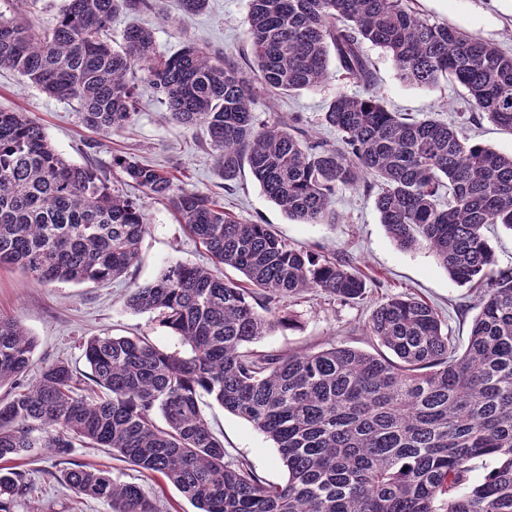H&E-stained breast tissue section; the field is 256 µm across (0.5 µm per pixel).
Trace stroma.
<instances>
[{
    "instance_id": "35a3bbf8",
    "label": "stroma",
    "mask_w": 512,
    "mask_h": 512,
    "mask_svg": "<svg viewBox=\"0 0 512 512\" xmlns=\"http://www.w3.org/2000/svg\"><path fill=\"white\" fill-rule=\"evenodd\" d=\"M58 3L0 0V12L44 29L53 23ZM415 8L432 22L475 35L512 54V0H416ZM247 12L248 0H209L205 12L186 17L177 0H152L149 10L115 16L112 40L120 42L124 28L135 21L153 29L160 51L173 53L194 41L240 62L248 50ZM363 50L376 72V92L388 110L418 119L435 118L461 128L471 140L512 154V133L475 114L463 86L450 79L431 87L409 85L400 79L386 52L368 43ZM330 71L328 82L312 90L275 98L258 94L252 106L256 124L271 126L296 116L317 138L339 144L338 132L326 125L323 114L337 93L356 94L361 86L345 77L338 61H331ZM1 108L26 113L74 163L100 167L114 189L138 200L148 221L137 264L114 282L41 285L20 270L0 268V315L16 318L37 341L26 383H34L40 366L53 360L87 372L81 344L95 335L144 336L162 350L183 355L189 351L153 314L132 311L125 301L133 288L150 283L171 263L208 264L207 252L164 203L125 184L121 172L112 166L116 154H135L175 175L182 187L220 196L225 210L239 219H262L291 245L346 259L368 277L367 293L358 301L343 303L315 292L284 298L281 312L293 319L294 328H277L253 343V350L279 353L335 343L373 351L375 341L364 332L373 310L388 298L404 294L435 308L449 334L463 339L468 336L479 311L478 296L469 286L454 282L432 253L405 251L396 245L380 222L374 191L338 189L333 203L335 223L300 224L262 194L249 169H242L232 181L221 179L203 129H187L163 120L162 107L151 95L143 96L131 128L106 135L82 125L71 104L51 98L17 73L1 69ZM202 409L213 429L224 435L227 461L247 464L267 482H286L287 470L271 441L212 399H205ZM71 460L142 486L159 512H195L176 487L144 477L101 449L76 448ZM16 466L24 471L33 491L28 500L13 503L11 512H110L106 502L76 494L54 479L60 464L50 449H33L17 460Z\"/></svg>"
}]
</instances>
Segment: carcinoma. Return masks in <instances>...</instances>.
I'll list each match as a JSON object with an SVG mask.
<instances>
[{
	"label": "carcinoma",
	"mask_w": 512,
	"mask_h": 512,
	"mask_svg": "<svg viewBox=\"0 0 512 512\" xmlns=\"http://www.w3.org/2000/svg\"><path fill=\"white\" fill-rule=\"evenodd\" d=\"M149 0H62L44 31L0 15V69L76 105L104 134L130 127L143 92L163 117L206 131L218 174L245 165L263 194L301 224H334L339 188L380 182L374 204L406 251L426 249L480 312L461 346L427 303L400 295L371 314L383 350L343 345L261 354L246 349L292 319L281 299L321 292L360 299L367 277L349 262L298 249L268 224L242 222L215 196L181 187L132 155L112 157L125 182L164 201L209 253L211 265L169 264L132 290L127 306L156 313L190 347L165 352L138 336H92L82 356L102 396L79 393L78 371L46 362L32 385L35 339L0 316V510L30 486L14 462L50 448L57 479L112 512H157L144 489L107 470L68 467L76 446L104 448L145 477L174 485L197 512H512V268L498 267L485 230L512 231V155L472 143L431 118L388 111L363 44L384 50L402 81L451 77L479 115L512 132V55L446 24L410 0H249L253 64L245 72L194 42L159 51L131 25L114 48L112 16ZM363 87L323 113L342 135L330 145L289 122L257 126L251 105L317 88L328 55ZM450 200L441 202L442 190ZM147 231L138 202L112 191L91 165L57 150L23 112L0 110V267L30 280L105 283L137 262ZM242 273L241 284L220 275ZM213 397L278 448L288 480L271 485L225 460L203 419Z\"/></svg>",
	"instance_id": "1"
}]
</instances>
